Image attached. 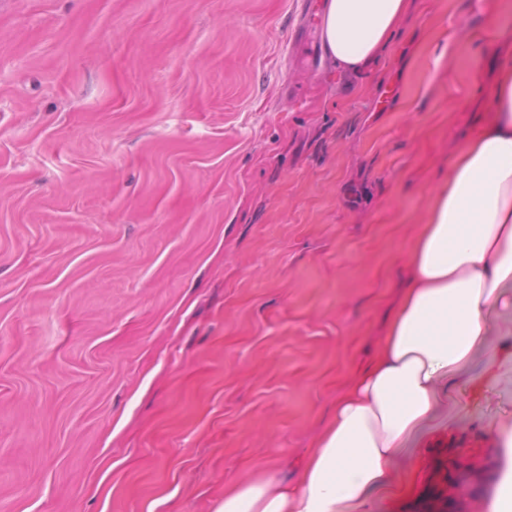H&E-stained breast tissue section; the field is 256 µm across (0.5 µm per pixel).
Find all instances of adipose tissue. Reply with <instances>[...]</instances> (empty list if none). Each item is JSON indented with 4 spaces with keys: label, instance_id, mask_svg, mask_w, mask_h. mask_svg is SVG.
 Wrapping results in <instances>:
<instances>
[{
    "label": "adipose tissue",
    "instance_id": "adipose-tissue-1",
    "mask_svg": "<svg viewBox=\"0 0 512 512\" xmlns=\"http://www.w3.org/2000/svg\"><path fill=\"white\" fill-rule=\"evenodd\" d=\"M409 10L410 0H324L327 54L364 73ZM485 102L409 244L373 356L354 368L295 476L268 469L225 493L215 512H368L393 489L396 462L427 447L446 404L462 403L460 384L492 324L512 312V59Z\"/></svg>",
    "mask_w": 512,
    "mask_h": 512
}]
</instances>
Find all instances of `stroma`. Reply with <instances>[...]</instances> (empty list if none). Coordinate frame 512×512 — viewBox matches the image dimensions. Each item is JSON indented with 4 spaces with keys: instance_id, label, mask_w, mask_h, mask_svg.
<instances>
[{
    "instance_id": "35a3bbf8",
    "label": "stroma",
    "mask_w": 512,
    "mask_h": 512,
    "mask_svg": "<svg viewBox=\"0 0 512 512\" xmlns=\"http://www.w3.org/2000/svg\"><path fill=\"white\" fill-rule=\"evenodd\" d=\"M323 0H0V512H214L292 474L394 302L512 0H413L355 76ZM371 512H494L512 314Z\"/></svg>"
}]
</instances>
